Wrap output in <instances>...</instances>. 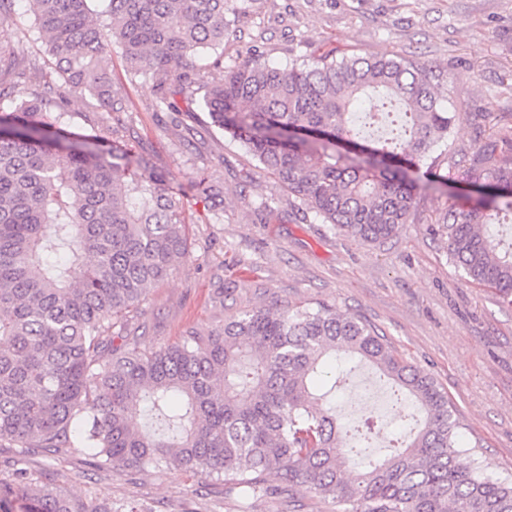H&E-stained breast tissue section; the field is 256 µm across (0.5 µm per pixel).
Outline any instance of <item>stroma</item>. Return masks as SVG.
Segmentation results:
<instances>
[{
  "mask_svg": "<svg viewBox=\"0 0 512 512\" xmlns=\"http://www.w3.org/2000/svg\"><path fill=\"white\" fill-rule=\"evenodd\" d=\"M227 28L218 53L225 67L251 56L284 67L305 56L380 57L399 54L423 64L439 101L458 119L452 148L431 159L449 170L448 187L422 192L397 234L378 243L321 223L244 148L192 103L178 70L168 83L179 111L156 106V81L130 76L112 50V79L123 111L107 112L86 93L74 94L64 116L69 131L94 127L150 161L184 193L187 255L151 286L128 317L144 349L180 340L189 328L205 332L272 303L291 307L325 302L374 326L404 360L434 378L448 394L458 441L484 477L512 483V308L494 289L477 284L448 260L437 219L464 206V172L488 135L484 116L512 123V0H227ZM32 67L45 65L43 42L23 0L0 23V47ZM206 178L220 194L219 210L195 198L192 181ZM268 200L271 214L257 205ZM370 366L346 391L349 406L376 421L371 450L385 457L388 426L403 416L422 421L412 399L399 409ZM34 477L96 503L140 505L143 512H242L222 481L204 472L94 468L87 451L51 455L0 447V481L10 461ZM266 491L249 512H345L343 504L305 489L284 491L264 476Z\"/></svg>",
  "mask_w": 512,
  "mask_h": 512,
  "instance_id": "stroma-1",
  "label": "stroma"
}]
</instances>
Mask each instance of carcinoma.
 <instances>
[{
    "instance_id": "cac0c4a2",
    "label": "carcinoma",
    "mask_w": 512,
    "mask_h": 512,
    "mask_svg": "<svg viewBox=\"0 0 512 512\" xmlns=\"http://www.w3.org/2000/svg\"><path fill=\"white\" fill-rule=\"evenodd\" d=\"M88 2L27 0L57 78L0 48V99L14 103L0 113V443L82 448L99 469H201L253 495L255 475L269 472L348 512H512V485L483 477L457 448L454 411L434 379L332 305L258 308L158 350L135 336L114 345V319L185 257V208L149 161L96 131H67L69 93L121 111L117 46L129 73L155 78L159 104L178 111L168 73L181 68L196 83L195 57L224 43L226 0H103L99 17ZM215 66L199 106L322 223L368 242L407 223L420 163L449 146L456 122L416 62L325 53L282 68L253 56ZM377 89L369 133L352 105ZM465 177L476 202L439 218L448 256L512 306V248L482 230L512 216V126L492 129ZM330 358L372 365L425 414L383 460L369 458L365 419L351 452L368 461L352 477L336 404L348 370L317 382ZM11 476L30 512H140L90 507L25 468Z\"/></svg>"
}]
</instances>
